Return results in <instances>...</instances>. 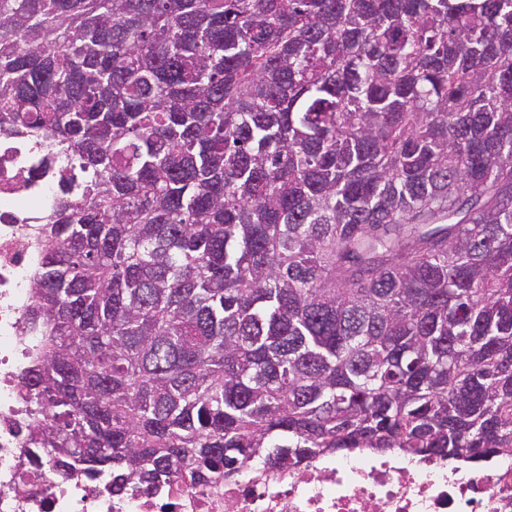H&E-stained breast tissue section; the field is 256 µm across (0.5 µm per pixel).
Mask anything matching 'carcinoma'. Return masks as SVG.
<instances>
[{
  "instance_id": "1",
  "label": "carcinoma",
  "mask_w": 512,
  "mask_h": 512,
  "mask_svg": "<svg viewBox=\"0 0 512 512\" xmlns=\"http://www.w3.org/2000/svg\"><path fill=\"white\" fill-rule=\"evenodd\" d=\"M1 135L55 470L512 455V0H0Z\"/></svg>"
}]
</instances>
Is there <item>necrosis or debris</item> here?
Masks as SVG:
<instances>
[{"instance_id":"1","label":"necrosis or debris","mask_w":512,"mask_h":512,"mask_svg":"<svg viewBox=\"0 0 512 512\" xmlns=\"http://www.w3.org/2000/svg\"><path fill=\"white\" fill-rule=\"evenodd\" d=\"M58 196L54 174L16 138L0 137V512H512V457L451 465L400 453L323 455L284 471L258 464L222 481L174 479L157 493L112 494L83 474H54L19 375L39 331L27 319L39 266L35 215Z\"/></svg>"}]
</instances>
